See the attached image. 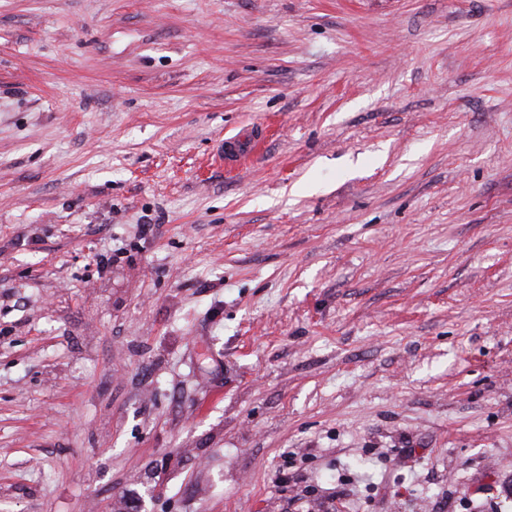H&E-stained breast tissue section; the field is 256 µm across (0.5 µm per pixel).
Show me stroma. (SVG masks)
<instances>
[{
  "label": "stroma",
  "mask_w": 512,
  "mask_h": 512,
  "mask_svg": "<svg viewBox=\"0 0 512 512\" xmlns=\"http://www.w3.org/2000/svg\"><path fill=\"white\" fill-rule=\"evenodd\" d=\"M331 501L512 512V0H0V512ZM256 147L252 140L246 142L242 138L225 139L218 154L224 164L233 166L242 158L248 156Z\"/></svg>",
  "instance_id": "1"
}]
</instances>
